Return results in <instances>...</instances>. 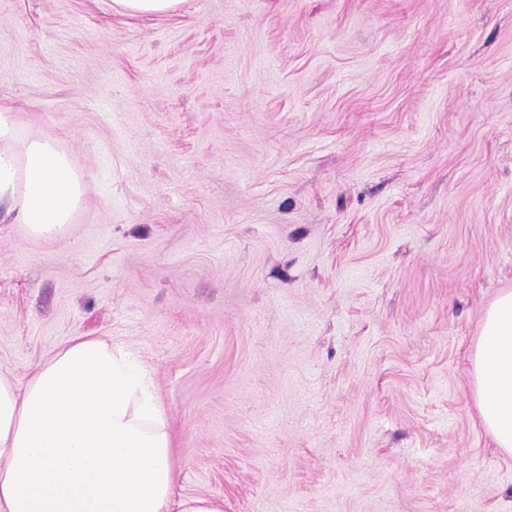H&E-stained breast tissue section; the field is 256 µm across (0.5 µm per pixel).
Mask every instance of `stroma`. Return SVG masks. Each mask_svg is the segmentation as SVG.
I'll list each match as a JSON object with an SVG mask.
<instances>
[{
  "label": "stroma",
  "mask_w": 512,
  "mask_h": 512,
  "mask_svg": "<svg viewBox=\"0 0 512 512\" xmlns=\"http://www.w3.org/2000/svg\"><path fill=\"white\" fill-rule=\"evenodd\" d=\"M0 105L87 183L60 241L0 207L1 368L131 351L224 512H512V0H0ZM120 12L131 18L166 16L179 11L183 0H115ZM467 362L481 424L496 448L512 457V289L500 291L483 309Z\"/></svg>",
  "instance_id": "1"
}]
</instances>
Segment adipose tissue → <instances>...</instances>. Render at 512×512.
Listing matches in <instances>:
<instances>
[{
  "label": "adipose tissue",
  "instance_id": "ef3b65f1",
  "mask_svg": "<svg viewBox=\"0 0 512 512\" xmlns=\"http://www.w3.org/2000/svg\"><path fill=\"white\" fill-rule=\"evenodd\" d=\"M85 192L66 154L0 108V204L28 238L66 236ZM467 362L479 419L512 457V289L483 309ZM172 454L149 373L108 340L71 338L22 385L0 369V512H224L175 498Z\"/></svg>",
  "mask_w": 512,
  "mask_h": 512
}]
</instances>
